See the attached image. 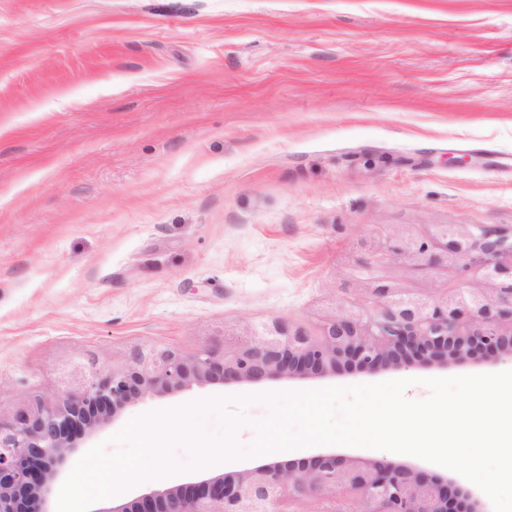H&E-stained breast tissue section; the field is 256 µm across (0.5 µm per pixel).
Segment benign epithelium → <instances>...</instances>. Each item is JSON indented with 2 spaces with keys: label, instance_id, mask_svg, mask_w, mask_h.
<instances>
[{
  "label": "benign epithelium",
  "instance_id": "7a95c632",
  "mask_svg": "<svg viewBox=\"0 0 512 512\" xmlns=\"http://www.w3.org/2000/svg\"><path fill=\"white\" fill-rule=\"evenodd\" d=\"M401 253L420 270L458 269L460 286L438 298L380 288L358 308L325 322L317 336L292 334L275 322L249 344L226 346L220 355L208 349L192 356L173 349L140 352L130 364L96 372L12 422H0V512H53V484L66 452L76 450L99 413L149 393L199 382L303 379L334 371L342 360L377 372L417 359L446 366L474 354L512 358V231L441 224L429 238L407 241ZM287 495L321 501L318 512H491L450 474L382 461L358 467L334 453L263 462L153 490L110 512H280Z\"/></svg>",
  "mask_w": 512,
  "mask_h": 512
}]
</instances>
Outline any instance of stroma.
<instances>
[{"instance_id":"35a3bbf8","label":"stroma","mask_w":512,"mask_h":512,"mask_svg":"<svg viewBox=\"0 0 512 512\" xmlns=\"http://www.w3.org/2000/svg\"><path fill=\"white\" fill-rule=\"evenodd\" d=\"M512 0H0V421L136 351L192 355L281 320L315 336L375 289L456 269L388 253L512 227ZM512 360L198 383L105 415L502 372ZM168 485L238 472L252 456Z\"/></svg>"}]
</instances>
